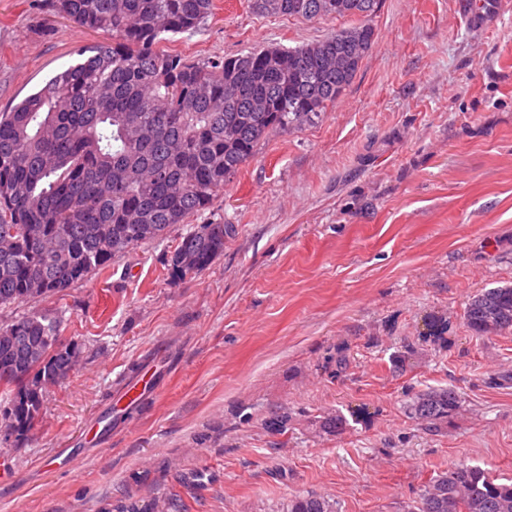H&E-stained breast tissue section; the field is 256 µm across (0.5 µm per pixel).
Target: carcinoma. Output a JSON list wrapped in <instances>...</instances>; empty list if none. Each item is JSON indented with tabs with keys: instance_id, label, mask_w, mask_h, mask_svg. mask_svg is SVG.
<instances>
[{
	"instance_id": "cac0c4a2",
	"label": "carcinoma",
	"mask_w": 512,
	"mask_h": 512,
	"mask_svg": "<svg viewBox=\"0 0 512 512\" xmlns=\"http://www.w3.org/2000/svg\"><path fill=\"white\" fill-rule=\"evenodd\" d=\"M379 0H253L258 14L304 19L369 17ZM54 10L112 43L53 76L0 112V305L63 291L112 257L157 240L206 210L224 184L277 131L321 118L354 79L375 42L368 23L315 43L267 46L195 62L157 49L166 34L199 29L213 0H53ZM228 225L181 234L173 275L207 268L224 253ZM468 328L492 336L512 328V286L490 288L464 311ZM56 321L22 317L0 326V419L21 435L44 389L66 377L79 347H53ZM451 388L408 405L438 430L458 408ZM117 512H158L128 500ZM289 512H336L329 499L295 497ZM407 512H512V483L478 467L430 479Z\"/></svg>"
}]
</instances>
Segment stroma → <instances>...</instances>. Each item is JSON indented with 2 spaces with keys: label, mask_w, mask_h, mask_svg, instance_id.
Returning <instances> with one entry per match:
<instances>
[{
  "label": "stroma",
  "mask_w": 512,
  "mask_h": 512,
  "mask_svg": "<svg viewBox=\"0 0 512 512\" xmlns=\"http://www.w3.org/2000/svg\"><path fill=\"white\" fill-rule=\"evenodd\" d=\"M161 49L193 59L325 38L343 20L214 0ZM375 43L316 123L261 143L191 224L232 227L202 272L174 277L184 226L0 326L47 315L80 357L24 435L0 424V512H103L180 495L187 512H406L455 464L512 479V329L476 336L472 296L512 286V0L466 23L463 0H379ZM49 0H0V112L111 42ZM445 327L431 335L432 322ZM151 368L157 393L120 411ZM460 407L432 432L419 392ZM287 413L288 428L268 429ZM346 420L323 433L322 416ZM460 399L451 388L428 389L416 394L408 405L412 418L438 431L458 408ZM289 512H337L329 499L308 494L296 496L292 502Z\"/></svg>",
  "instance_id": "1"
}]
</instances>
